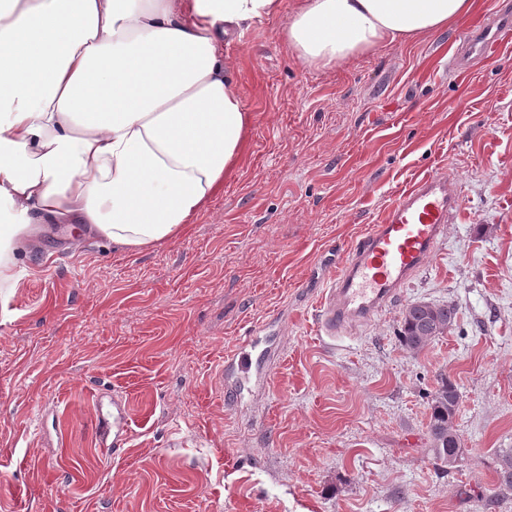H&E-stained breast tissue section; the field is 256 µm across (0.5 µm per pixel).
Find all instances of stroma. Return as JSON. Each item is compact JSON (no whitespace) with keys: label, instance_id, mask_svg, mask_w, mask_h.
Returning a JSON list of instances; mask_svg holds the SVG:
<instances>
[{"label":"stroma","instance_id":"1","mask_svg":"<svg viewBox=\"0 0 512 512\" xmlns=\"http://www.w3.org/2000/svg\"><path fill=\"white\" fill-rule=\"evenodd\" d=\"M301 0L231 41L251 125L185 235L132 253L37 225L0 285V512H485L512 448V64L453 71L491 0L329 68L281 30ZM445 172L463 208L375 319L331 340L320 299L396 193ZM418 300L453 326L396 335ZM258 372L224 357L253 328ZM461 389L466 448L443 472L427 390ZM128 419L106 448L114 416ZM456 315L452 303L414 302L402 311L400 341L410 352H418L447 332Z\"/></svg>","mask_w":512,"mask_h":512}]
</instances>
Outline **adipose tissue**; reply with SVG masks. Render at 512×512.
Instances as JSON below:
<instances>
[{"label":"adipose tissue","mask_w":512,"mask_h":512,"mask_svg":"<svg viewBox=\"0 0 512 512\" xmlns=\"http://www.w3.org/2000/svg\"><path fill=\"white\" fill-rule=\"evenodd\" d=\"M281 0H0V279L31 225L131 250L179 236L224 185L251 116L225 40ZM470 0H303L283 30L331 67L408 42Z\"/></svg>","instance_id":"obj_1"}]
</instances>
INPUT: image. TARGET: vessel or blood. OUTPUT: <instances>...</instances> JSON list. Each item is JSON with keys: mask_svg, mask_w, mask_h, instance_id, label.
I'll return each instance as SVG.
<instances>
[{"mask_svg": "<svg viewBox=\"0 0 512 512\" xmlns=\"http://www.w3.org/2000/svg\"><path fill=\"white\" fill-rule=\"evenodd\" d=\"M512 12L498 10L493 19L466 32L467 63L501 64L512 57ZM462 201L452 180L424 175L397 194L383 222L350 248L320 303V329L333 337L372 321L434 253L447 224L461 211Z\"/></svg>", "mask_w": 512, "mask_h": 512, "instance_id": "obj_1", "label": "vessel or blood"}]
</instances>
